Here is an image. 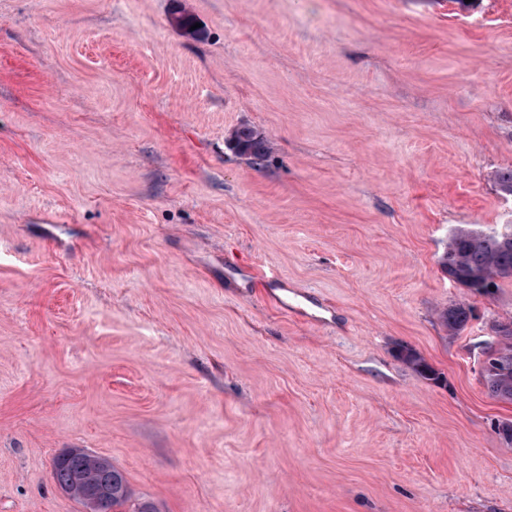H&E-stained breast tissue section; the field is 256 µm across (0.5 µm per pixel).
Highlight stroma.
Masks as SVG:
<instances>
[{"instance_id": "stroma-1", "label": "stroma", "mask_w": 512, "mask_h": 512, "mask_svg": "<svg viewBox=\"0 0 512 512\" xmlns=\"http://www.w3.org/2000/svg\"><path fill=\"white\" fill-rule=\"evenodd\" d=\"M510 168L512 0H0V512H512V281L438 265ZM225 142L237 155L254 161L263 160L271 149L267 138L246 126L233 129ZM471 317V309L464 304H455L446 309L442 314V319L450 334L460 332ZM504 345L487 353L484 379L492 397L512 401V323L497 325ZM84 473L91 474L97 484L112 483V487H98L92 483L82 491H70L90 507L97 506L101 499L112 494V499L102 512H156L150 501H132V493L123 473L108 459L84 450H77L76 453L68 450L53 460V478L63 491L73 487L78 476ZM127 505L132 510H123Z\"/></svg>"}]
</instances>
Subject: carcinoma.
<instances>
[{
    "label": "carcinoma",
    "instance_id": "1",
    "mask_svg": "<svg viewBox=\"0 0 512 512\" xmlns=\"http://www.w3.org/2000/svg\"><path fill=\"white\" fill-rule=\"evenodd\" d=\"M227 146L237 155L261 161L270 152L267 138L250 127L233 129L225 139ZM441 271L457 285L481 295H489L499 288V282L512 280V224H502L490 231L469 226L455 228L448 236V243L439 257ZM471 317V309L455 304L446 309L442 319L448 332H460ZM498 336L504 345L488 352L484 379L491 396L512 401V323L497 326ZM399 356L419 375L435 378L434 370L411 349H402ZM92 475L98 484L112 485V499L104 512H156L153 503L135 502L123 473L108 459L79 450L65 451L53 460V478L63 490L71 488L81 474Z\"/></svg>",
    "mask_w": 512,
    "mask_h": 512
}]
</instances>
